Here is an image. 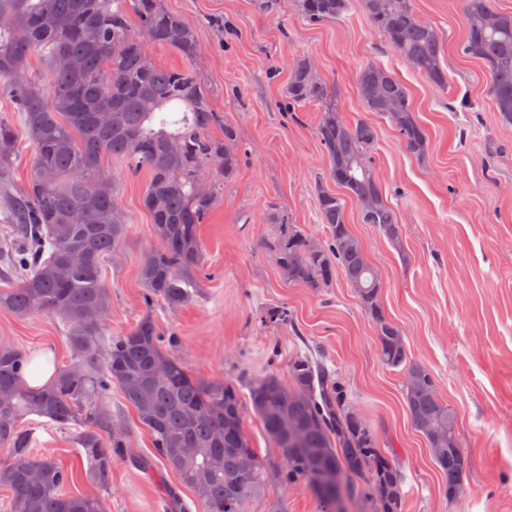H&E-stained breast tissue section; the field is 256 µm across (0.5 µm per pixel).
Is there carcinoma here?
Listing matches in <instances>:
<instances>
[{"label": "carcinoma", "instance_id": "carcinoma-1", "mask_svg": "<svg viewBox=\"0 0 512 512\" xmlns=\"http://www.w3.org/2000/svg\"><path fill=\"white\" fill-rule=\"evenodd\" d=\"M296 5L316 23L339 22L350 9L349 0ZM361 7L414 71L439 88L448 84L443 33L420 19L410 0H361ZM462 14L461 53L488 68L489 94L500 120L512 125V15L493 0H463ZM155 46L172 49L187 64H157ZM199 51L194 26L164 0H0L3 92L16 105L33 148L28 186L9 192L18 138L0 118V223L9 225L11 235L0 262L17 268L16 279L0 288V308L58 317L71 351L49 383L31 387L26 353L0 345V447L10 455L0 466V486L10 493V512H102L104 498L65 491L73 470L36 455L32 433L20 420L34 414L52 427L75 428L87 481L108 488L112 457L128 452V430L112 417L107 401L114 385L151 438L153 456L134 457L133 463L150 473L160 461L176 473L179 487L193 492L202 512H244L272 477L285 485L307 484L319 512H336L338 498L369 499L359 482L369 470L380 512H397L402 473L346 408L343 385L309 355L296 357L286 380L264 373L248 381V401L284 462L271 474L245 434L238 390L189 374L174 353L176 336L162 335L149 315L120 336L108 335L103 264L126 241L129 219L117 178L104 171L105 157L121 159L131 174H147L142 206L157 243L140 262L145 304L179 308L205 277L200 225L236 176L239 151L235 126L211 108L209 89L191 65ZM34 55L47 69V86L27 76ZM356 83L366 110L389 120L408 154L424 156L428 135L409 86L374 65L360 70ZM288 100L299 108L320 106L315 136L336 189L317 190L318 216L329 231L325 242L313 244L274 207L269 221L280 225V233L267 249L278 266L288 267L293 283L326 288L339 270L356 287L376 327L379 360L400 370L410 420L432 448L444 476L442 494L452 503L468 467L457 414L438 397L432 371L410 357L402 330L381 305L375 266L348 221L347 203L353 202L360 223L400 243L398 215L371 165L377 130L340 115L336 96L305 55L290 64ZM283 416L300 425L294 446L279 431ZM184 448L194 453L185 455ZM243 456L254 462L247 474L239 471Z\"/></svg>", "mask_w": 512, "mask_h": 512}]
</instances>
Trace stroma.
Wrapping results in <instances>:
<instances>
[{"label": "stroma", "instance_id": "35a3bbf8", "mask_svg": "<svg viewBox=\"0 0 512 512\" xmlns=\"http://www.w3.org/2000/svg\"><path fill=\"white\" fill-rule=\"evenodd\" d=\"M165 3L197 29L194 66L210 88L213 110L238 129L239 170L201 227L210 279L182 307L149 308L139 279V261L156 242L140 205L146 176L125 174L120 160H104L105 170L119 178L130 220L120 252L104 262L109 330L121 334L152 315L162 333L179 337L186 369L208 381L238 384L265 372L284 377L296 355L310 354L344 383L349 407L375 431L380 448L395 450L404 475L401 512H512V125L498 120L485 68L460 52L462 0H412L417 15L445 37L448 84L442 89L386 47L358 0L343 21L320 24L302 17L295 0H278L273 12L261 0ZM299 55L308 56L335 91L346 120L377 128L371 157L383 195L398 213L401 243L360 223L352 203L348 221L383 276L385 312L457 414L470 466L456 502L440 492L442 477L405 407L402 376L380 363L375 326L355 289L340 274L326 288L289 282L265 248L278 233L268 220L274 203L310 239L322 243L328 235L316 209V188L328 167L314 135L320 109L288 107L289 65ZM369 64L409 86L429 137L424 157L406 153L390 122L362 105L356 76ZM277 307L288 308L291 322L265 321L266 311ZM5 343L32 355L51 353L58 368L69 362L64 327L45 313L0 309ZM109 403L129 430L130 448L128 457L112 462V487L103 493L109 512H166L160 486L176 484L175 475L160 465L150 476L132 463V456L152 455L150 436L119 389H112ZM22 423L33 432L35 454L73 469L71 493H95L73 431L44 426L34 415ZM245 512H318V506L306 485L274 482Z\"/></svg>", "mask_w": 512, "mask_h": 512}]
</instances>
